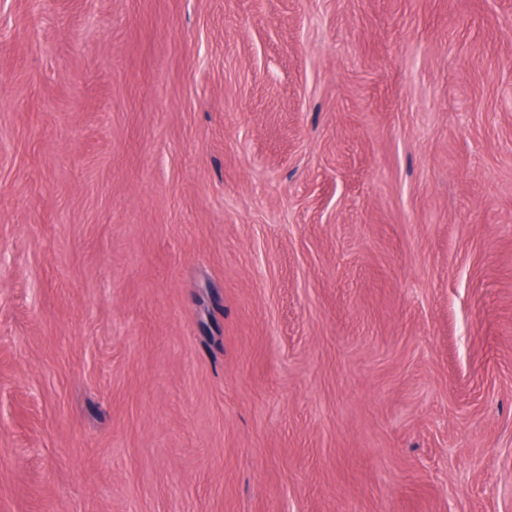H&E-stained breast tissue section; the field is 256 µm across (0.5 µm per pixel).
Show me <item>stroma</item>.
Listing matches in <instances>:
<instances>
[{"instance_id": "obj_1", "label": "stroma", "mask_w": 512, "mask_h": 512, "mask_svg": "<svg viewBox=\"0 0 512 512\" xmlns=\"http://www.w3.org/2000/svg\"><path fill=\"white\" fill-rule=\"evenodd\" d=\"M0 512H512V0H0Z\"/></svg>"}]
</instances>
